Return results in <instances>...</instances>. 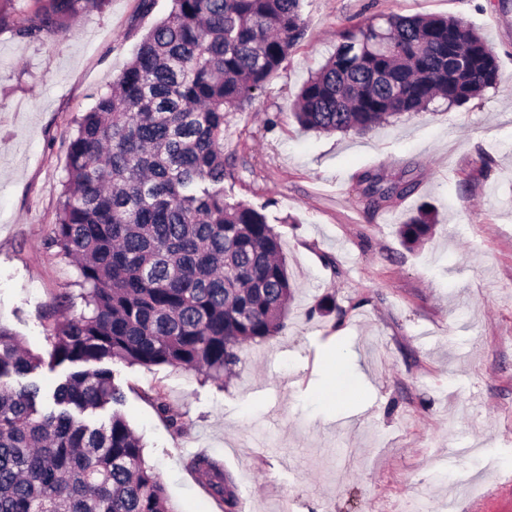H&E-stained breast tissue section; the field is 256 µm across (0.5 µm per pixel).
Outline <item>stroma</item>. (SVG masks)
Returning a JSON list of instances; mask_svg holds the SVG:
<instances>
[{
    "label": "stroma",
    "instance_id": "stroma-1",
    "mask_svg": "<svg viewBox=\"0 0 512 512\" xmlns=\"http://www.w3.org/2000/svg\"><path fill=\"white\" fill-rule=\"evenodd\" d=\"M169 9L107 0L51 37L0 30V325L34 353L79 291L46 245L74 120ZM389 14L466 19L498 57L496 87L362 135L303 129L293 103L337 31ZM303 17L278 73L224 121L233 193L281 236L285 328L244 345L222 383L111 363L121 411L176 512H220L199 454L231 474L239 512H512V0H305ZM368 173L414 190L375 207ZM426 202L433 234L407 248L399 226ZM327 295L338 309L319 313ZM153 389L184 413L182 433ZM148 398L152 401V405L159 417L166 422L168 427L177 434L182 433L185 425L184 414L167 402L160 391H155Z\"/></svg>",
    "mask_w": 512,
    "mask_h": 512
}]
</instances>
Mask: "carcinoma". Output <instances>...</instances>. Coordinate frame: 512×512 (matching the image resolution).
Here are the masks:
<instances>
[{
    "label": "carcinoma",
    "mask_w": 512,
    "mask_h": 512,
    "mask_svg": "<svg viewBox=\"0 0 512 512\" xmlns=\"http://www.w3.org/2000/svg\"><path fill=\"white\" fill-rule=\"evenodd\" d=\"M0 8V28L38 40L68 29L106 0H47ZM304 0H171L114 87L70 139L47 245L76 263L83 309L55 321L45 395L11 374L43 359L0 326V512H176L120 410L109 361L176 366L219 380L246 344L285 328L293 288L266 205L226 194L224 116L264 90L303 38ZM492 47L453 16L392 14L345 27L303 83L293 116L309 130L363 134L437 99L460 107L496 86ZM377 205L411 186L364 177ZM434 208L400 225L402 243L427 240ZM155 411L180 434L184 414L159 391ZM224 512H238L232 477L207 455L193 461Z\"/></svg>",
    "instance_id": "cac0c4a2"
}]
</instances>
